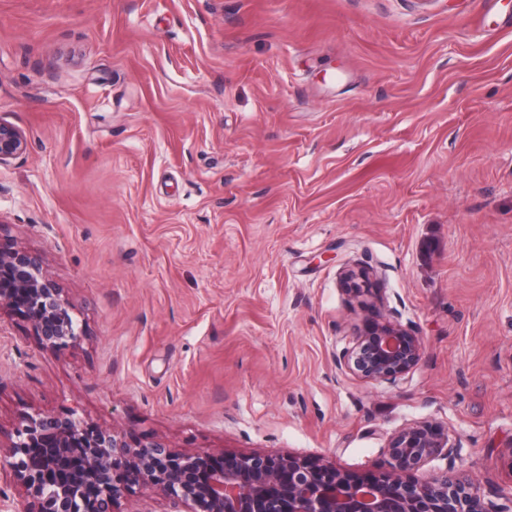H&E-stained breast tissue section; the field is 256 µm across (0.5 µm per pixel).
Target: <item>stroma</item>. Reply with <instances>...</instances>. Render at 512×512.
<instances>
[{
	"instance_id": "35a3bbf8",
	"label": "stroma",
	"mask_w": 512,
	"mask_h": 512,
	"mask_svg": "<svg viewBox=\"0 0 512 512\" xmlns=\"http://www.w3.org/2000/svg\"><path fill=\"white\" fill-rule=\"evenodd\" d=\"M512 0H0V245L87 329L0 314V438L26 413L217 460L388 467L435 421L512 500ZM368 271L378 296L341 289ZM382 311L396 382L336 366ZM27 148V138L19 128L0 122V165L18 158Z\"/></svg>"
}]
</instances>
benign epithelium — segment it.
<instances>
[{"instance_id":"1","label":"benign epithelium","mask_w":512,"mask_h":512,"mask_svg":"<svg viewBox=\"0 0 512 512\" xmlns=\"http://www.w3.org/2000/svg\"><path fill=\"white\" fill-rule=\"evenodd\" d=\"M17 127L0 122V165L27 151ZM344 291L372 290L368 276L349 269ZM19 310L41 345L64 352L86 335L71 305L43 272L40 255L0 247V313ZM423 342L409 327L380 313L353 336L337 366L369 381L394 382L422 361ZM460 444L448 428L419 422L391 435L388 468L353 480L332 464L289 454L250 453L212 465L208 456L175 452L161 442L129 445L112 430L72 415L25 414L15 437L0 441L34 512H116L126 492H159L183 512H512L483 501L453 466L421 479L409 474L433 459H452Z\"/></svg>"}]
</instances>
